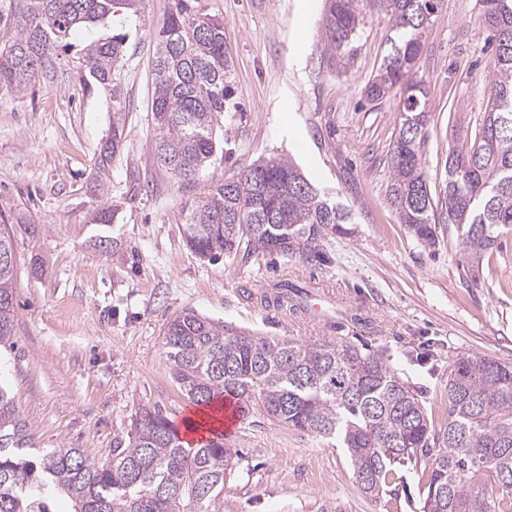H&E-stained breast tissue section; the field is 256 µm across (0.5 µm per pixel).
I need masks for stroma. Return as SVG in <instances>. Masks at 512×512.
Segmentation results:
<instances>
[{
  "mask_svg": "<svg viewBox=\"0 0 512 512\" xmlns=\"http://www.w3.org/2000/svg\"><path fill=\"white\" fill-rule=\"evenodd\" d=\"M310 3L303 13L298 0H198L201 12L224 20L232 96L224 149L191 185L158 165L147 122L155 33L173 0H142L139 15L72 36L81 46L128 36L117 71L122 147L101 174L93 168L111 102L104 89H82L74 55L56 59L33 88H0V224L19 227L14 347L0 364L36 447L81 448L102 464L128 444L139 408L178 418L189 402L169 375L162 333L185 310L228 335L304 344L325 337L313 323L256 303V293L282 281L297 300L333 291L347 313L334 337L381 348L433 427L446 419L456 356L512 365V236L472 272L455 231L440 227L435 249L425 248L387 201L400 96L371 102L365 85L390 47L389 15L363 9L357 48L336 66L324 39L328 0ZM482 14L481 0H442L425 34L417 73L430 104L422 157L436 197L454 135L474 136L490 105ZM288 126L290 138L282 134ZM271 156L292 160L321 195L351 207L350 233L327 242L332 263L196 257L181 230L184 205ZM103 206L115 213L106 226L92 221ZM35 257L43 263L38 277L27 272ZM224 445L234 457L224 481L228 512H421L419 472L402 468V480L382 495H365L335 440L262 415L241 419Z\"/></svg>",
  "mask_w": 512,
  "mask_h": 512,
  "instance_id": "obj_1",
  "label": "stroma"
}]
</instances>
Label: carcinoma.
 Returning a JSON list of instances; mask_svg holds the SVG:
<instances>
[{
    "label": "carcinoma",
    "mask_w": 512,
    "mask_h": 512,
    "mask_svg": "<svg viewBox=\"0 0 512 512\" xmlns=\"http://www.w3.org/2000/svg\"><path fill=\"white\" fill-rule=\"evenodd\" d=\"M390 15V51L366 85L374 102L399 89L401 125L390 150L388 200L400 223L425 247L436 245L432 194L424 171L430 106L416 79L423 23L437 0H330L324 30L330 57L353 54L363 16L360 2ZM141 0H23L14 34L0 44V85L21 92L58 52L73 47L79 28L107 23ZM494 47L492 104L472 140L456 136L445 162L441 209L461 238L464 256L479 266L512 234V0H483ZM126 35L80 50L83 87H104L112 102V134L97 168L121 145L123 90L115 69ZM148 117L157 162L180 182L196 181L220 147L231 57L224 20L174 0L155 35ZM351 210L320 197L282 158L259 160L211 184L183 218L186 245L199 258L253 254L329 262L325 241L346 232ZM14 230L0 224V348L14 335ZM163 348L173 382L197 406L231 398L242 416L333 439L347 449L362 491L383 492L396 466L428 461L423 512H512V366L485 356H461L448 373V420L435 429L411 389L382 351L324 337L288 339L224 335V326L193 311L172 318ZM195 445L163 410L143 408L116 462L90 461L81 448H37L29 422L0 379V512H49L63 497L72 512H222L224 478L233 469L224 434Z\"/></svg>",
    "instance_id": "obj_1"
}]
</instances>
